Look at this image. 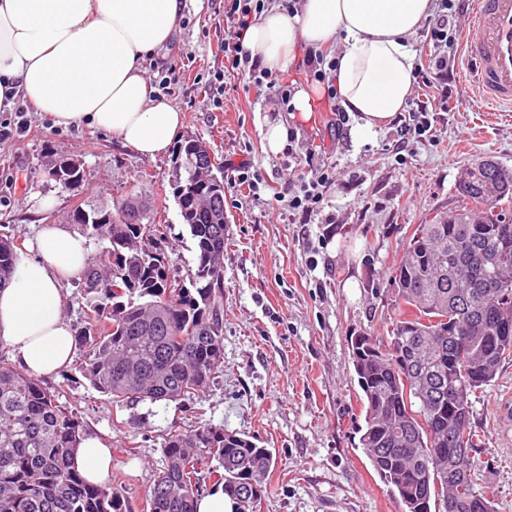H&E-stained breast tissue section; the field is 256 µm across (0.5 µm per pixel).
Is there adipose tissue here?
I'll return each mask as SVG.
<instances>
[{"label": "adipose tissue", "mask_w": 512, "mask_h": 512, "mask_svg": "<svg viewBox=\"0 0 512 512\" xmlns=\"http://www.w3.org/2000/svg\"><path fill=\"white\" fill-rule=\"evenodd\" d=\"M435 9L436 0H303L292 16L269 7L243 44L264 67L285 72L296 47L315 52L342 39L336 88L354 118L353 138L364 143L403 111L413 84L409 38ZM185 11L186 0H0V111L25 100L53 126L109 132L146 157L166 153L186 115L154 95L142 63L166 50ZM89 261L83 236L46 224L0 289V342L32 377L71 360L66 285ZM76 460L99 484L112 451L89 436Z\"/></svg>", "instance_id": "adipose-tissue-1"}]
</instances>
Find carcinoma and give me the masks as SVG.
Segmentation results:
<instances>
[{"instance_id": "carcinoma-1", "label": "carcinoma", "mask_w": 512, "mask_h": 512, "mask_svg": "<svg viewBox=\"0 0 512 512\" xmlns=\"http://www.w3.org/2000/svg\"><path fill=\"white\" fill-rule=\"evenodd\" d=\"M215 170L223 172L206 143L183 136L173 175L184 192L205 199L179 203L196 244L188 287L166 271L157 209L128 197L113 210L78 205L70 216L101 245L79 281L90 299L75 336L83 347L78 369L122 407L205 393L223 362V292L214 278L224 273V190L202 180ZM83 177L62 160L54 181L66 187ZM457 192L456 209L417 225L392 275L387 344L352 348L365 406L360 444L402 512H431L432 501L438 512H496L477 489L472 452L481 440L470 396L512 358V169L476 158ZM18 259L14 238L0 233V287ZM489 280L496 287H484ZM135 291L148 301L123 302ZM60 394L0 358V512H132L119 488L81 475L82 416ZM162 450L169 464L149 487L148 512H196L211 481L224 484L235 509L246 495L251 512H260L274 465L269 449L206 425L169 430Z\"/></svg>"}]
</instances>
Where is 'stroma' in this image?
I'll list each match as a JSON object with an SVG mask.
<instances>
[{"label": "stroma", "mask_w": 512, "mask_h": 512, "mask_svg": "<svg viewBox=\"0 0 512 512\" xmlns=\"http://www.w3.org/2000/svg\"><path fill=\"white\" fill-rule=\"evenodd\" d=\"M224 0H189L181 30L161 61L146 60L147 83L186 114L185 130L211 146L223 165L245 161L259 181L224 186V360L211 389L183 409L144 402L119 408L69 364L51 387L78 407L86 434L112 450V475L135 512L164 464L172 425L205 424L253 437L275 465L261 512H401L359 442L365 412L352 362L360 335L386 339L393 312L391 275L409 237L432 212L456 205L455 185L469 161L490 157L512 169V112L488 106L459 42L443 53L441 84L413 88L434 104L429 137L398 148L397 123L370 141L353 140L333 112L310 119L282 107L267 89L224 68ZM229 91L217 94L216 79ZM29 129L0 140V232L26 247L39 226L64 224L76 205L112 208L137 196L162 207V243L171 277L188 279L195 242L173 195L174 153L146 158L112 135L55 128L29 110ZM287 123L292 151H264L261 129ZM319 154L331 174L320 211L298 217L277 197L290 173L309 175L299 155ZM70 158L84 179L62 188L47 166ZM480 435L473 460L479 489L497 512H512V363L471 397ZM135 417L127 428L113 419Z\"/></svg>", "instance_id": "1"}]
</instances>
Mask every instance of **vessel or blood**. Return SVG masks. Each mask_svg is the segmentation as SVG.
I'll return each instance as SVG.
<instances>
[{
	"mask_svg": "<svg viewBox=\"0 0 512 512\" xmlns=\"http://www.w3.org/2000/svg\"><path fill=\"white\" fill-rule=\"evenodd\" d=\"M462 49L485 100L512 107V0H473Z\"/></svg>",
	"mask_w": 512,
	"mask_h": 512,
	"instance_id": "b4317fda",
	"label": "vessel or blood"
}]
</instances>
